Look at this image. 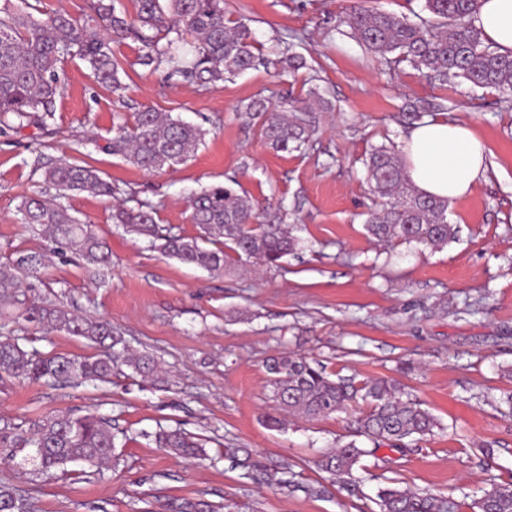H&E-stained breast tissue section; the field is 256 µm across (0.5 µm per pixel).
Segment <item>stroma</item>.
<instances>
[{
	"label": "stroma",
	"instance_id": "35a3bbf8",
	"mask_svg": "<svg viewBox=\"0 0 512 512\" xmlns=\"http://www.w3.org/2000/svg\"><path fill=\"white\" fill-rule=\"evenodd\" d=\"M355 6L411 19L424 13V0H224L228 16L248 19L264 66L201 87L138 65V42L117 38L112 50L127 66L123 99L71 57L46 124L0 129V267L43 255L37 277L23 281L27 300L109 321L132 349L171 372L162 389L122 373L58 387L0 379V427L92 410L117 436L119 460L102 471L77 463L45 479L32 465L0 464V485L19 489L31 512H178L197 500L223 512H378L377 493L391 484L469 503L487 483L512 481V105L457 80L440 86L405 62L388 67L339 25ZM292 34L307 65L289 74L274 39ZM314 84L333 109L321 113L305 153L273 151L259 125L238 112L255 95L300 99ZM416 102L469 122L487 149L485 175L448 206L457 233L440 249L380 244L364 229L372 194L361 160L371 147L402 142ZM146 108L205 130L186 164L148 173L107 151L117 124ZM76 155L132 201L156 205L160 226L186 237L200 233L189 220L190 197L234 179L239 193L296 225L302 248L258 274L208 272L113 223L111 201L83 192L64 204L106 240L112 263L99 268L53 253L21 223L18 206L43 190L41 161ZM5 338L43 352L90 351L84 339L43 332L6 310ZM284 353L358 383H395L440 427L418 442L381 445L362 458L355 483L321 498L254 483L225 460V449H253L270 468L310 483L320 477L314 460L352 440L367 408L360 400L310 421L287 415L282 428H268L265 362ZM160 425L198 436L207 459L155 448L149 435Z\"/></svg>",
	"mask_w": 512,
	"mask_h": 512
}]
</instances>
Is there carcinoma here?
<instances>
[{
    "mask_svg": "<svg viewBox=\"0 0 512 512\" xmlns=\"http://www.w3.org/2000/svg\"><path fill=\"white\" fill-rule=\"evenodd\" d=\"M136 15L127 16L118 0H93L100 27L89 26L65 12L42 19L22 11L0 10V123L12 117L18 125L46 124L59 94L58 69L72 55L88 64L93 80L123 98L120 73L123 61L112 53V35L140 42L138 64L160 68L168 76L205 86L240 75L264 64L247 23L226 17L224 0H137ZM478 0H424L428 17L410 22L378 9L353 8L340 18L351 34L386 65L408 62L426 76L446 84L461 79L476 89H494L512 95V54L501 53L485 42L473 24ZM283 61L290 70L305 65L293 52V43L279 39ZM246 117L260 124L264 139L281 152H300L316 133L319 112L332 103L319 90L309 99L283 97L272 103L254 97L242 106ZM205 137L198 125L169 113L146 109L134 121L116 127L110 149L133 165L160 172L185 163ZM367 180L379 202L367 219V233L380 242L415 243L441 248L455 237L448 223V201L422 194L407 178L395 146L371 148L364 161ZM44 182L57 192L54 199L41 194L19 205L23 224L40 227L56 244L89 262L106 266L111 254L106 242L81 223L60 199L76 192L117 201L115 224L159 242V249L184 264L220 272L230 266H278L295 253L299 239L294 227L282 223L277 212H256L254 203L226 184L210 185L189 200L190 221L202 235L187 238L162 233L156 207L127 206L120 187L84 161L59 160L44 166ZM39 256L18 258L13 270H0V308L36 326L89 341L98 352L83 356L27 350L15 340H0V378L34 382H108L126 367L144 380L166 383L156 358L133 353L112 325L80 316L51 301L28 305L19 299V273L37 272ZM271 400L278 410L305 418L343 411L358 391L370 400V409L357 419V433L373 448L386 442L420 440L438 427L436 417L420 403L404 397L396 385L370 379L357 388L352 381L332 378L326 367L304 357L273 358L266 364ZM110 420L94 413L57 412L28 422V426L0 429V451L10 458L27 448L39 472L51 476L68 465L84 462L100 468L116 462ZM156 447L174 455L197 458L205 448L180 428H161L153 435ZM369 450L350 441L321 454L318 470L339 484L354 482L353 472ZM224 457L244 475L282 490L321 497L319 482L299 484L288 479V467L270 472L247 448H226ZM379 512H461L462 504L450 496L427 494L397 486L378 492ZM30 503L10 486H0V512H29ZM469 508L475 512H512V483L491 482Z\"/></svg>",
    "mask_w": 512,
    "mask_h": 512,
    "instance_id": "cac0c4a2",
    "label": "carcinoma"
}]
</instances>
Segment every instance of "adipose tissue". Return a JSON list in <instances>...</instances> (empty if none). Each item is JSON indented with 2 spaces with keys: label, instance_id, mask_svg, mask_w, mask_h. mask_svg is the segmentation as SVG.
<instances>
[{
  "label": "adipose tissue",
  "instance_id": "ef3b65f1",
  "mask_svg": "<svg viewBox=\"0 0 512 512\" xmlns=\"http://www.w3.org/2000/svg\"><path fill=\"white\" fill-rule=\"evenodd\" d=\"M474 24L486 42L512 51V0H479ZM400 150L411 182L440 199L467 195L486 169L485 148L471 125L439 116L416 124Z\"/></svg>",
  "mask_w": 512,
  "mask_h": 512
}]
</instances>
